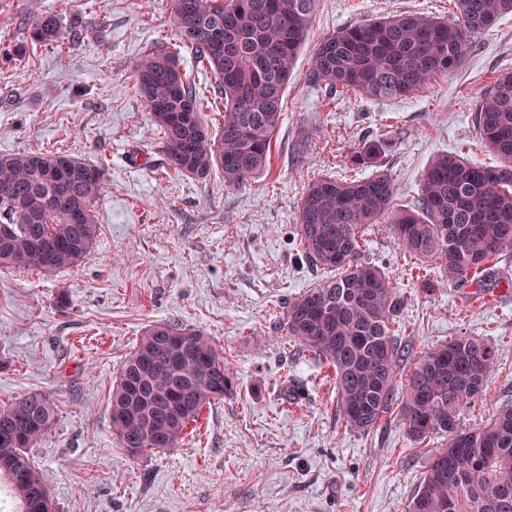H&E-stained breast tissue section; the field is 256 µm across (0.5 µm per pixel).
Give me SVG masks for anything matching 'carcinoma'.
<instances>
[{"mask_svg":"<svg viewBox=\"0 0 512 512\" xmlns=\"http://www.w3.org/2000/svg\"><path fill=\"white\" fill-rule=\"evenodd\" d=\"M320 0H171L170 23L195 64L217 78L224 108L219 133L203 121V99L177 58L150 51L133 82L152 127L161 135L175 174L206 182L219 174L239 189L271 160L284 95L308 42ZM455 21L422 13L361 21L323 35L306 79L341 96L394 101L454 73L473 38L512 14V0H453ZM35 45L80 39L54 15H30ZM474 123L497 157L484 165L460 154L433 156L411 207H394V187L381 170L387 134H373L345 160L372 173L309 183L296 212V246L325 277L285 303L284 329L304 349L332 365L336 407L352 429L377 426L389 413L396 386L407 439L428 446L424 472L406 512H512V405L481 424L459 427L462 412L482 399L498 350L463 336L420 354L400 378L406 346L394 320L401 305L386 271L361 260L364 231L387 224L398 246L439 264L449 280L481 296L497 281L500 255L512 252V70L504 69L478 97ZM99 170L62 152L0 154V267L44 275L79 265L99 235L95 207L103 197ZM233 388V373L210 338L179 322L144 330L118 369L109 415L119 447L137 456L162 437L177 447L202 411ZM57 420L46 394L29 392L0 404V448L22 434L11 468L0 469L19 504L38 512L46 490L29 451Z\"/></svg>","mask_w":512,"mask_h":512,"instance_id":"obj_1","label":"carcinoma"}]
</instances>
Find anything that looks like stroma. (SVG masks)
<instances>
[{"label": "stroma", "mask_w": 512, "mask_h": 512, "mask_svg": "<svg viewBox=\"0 0 512 512\" xmlns=\"http://www.w3.org/2000/svg\"><path fill=\"white\" fill-rule=\"evenodd\" d=\"M170 0H0V153L52 150L105 173L100 235L76 267L44 276L0 268V403L30 391L58 419L32 453L59 512H404L426 448L407 440L398 406L375 428H350L336 386L282 328L283 304L316 285L294 243L307 184L350 178L344 157L364 136L388 134L383 169L395 202L420 194L429 158L459 152L491 162L473 109L495 74L512 68V15L473 41L454 75L389 102L328 99L299 80L284 97L269 170L241 189L221 177L174 175L131 87L146 51L179 54L203 93L216 78L182 52ZM452 18L450 0H320L313 36L403 12ZM57 16L84 39L63 50L31 45L17 18ZM365 261L387 268L402 307L395 329L422 353L460 336L499 351L482 402L463 427L512 405V253L485 300L442 279L426 260L434 295L411 276L416 261L385 225L366 230ZM178 320L208 336L236 387L204 410L178 447L139 457L119 448L109 396L120 363L144 329ZM297 390L290 401L281 386Z\"/></svg>", "instance_id": "35a3bbf8"}]
</instances>
